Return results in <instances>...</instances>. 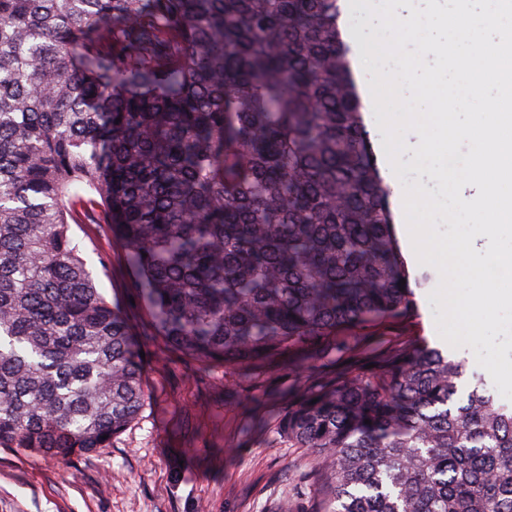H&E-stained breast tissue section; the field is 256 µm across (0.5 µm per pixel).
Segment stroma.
<instances>
[{"label":"stroma","instance_id":"1","mask_svg":"<svg viewBox=\"0 0 512 512\" xmlns=\"http://www.w3.org/2000/svg\"><path fill=\"white\" fill-rule=\"evenodd\" d=\"M404 191L391 198L396 232L415 288L416 305L393 324L390 336L450 350L468 370L478 364L470 346L449 349L438 334L439 313L430 293L440 277L419 264L403 207ZM88 268L107 300L119 301L135 328L146 316L124 288L120 247L76 224ZM107 265H100V255ZM150 401L109 447L90 457L58 463L0 448V512H272L282 493L306 487L315 466L309 449L252 425L253 413L276 420L289 391H301L306 374L285 366L264 369L252 385L238 371L201 370L158 343H141Z\"/></svg>","mask_w":512,"mask_h":512}]
</instances>
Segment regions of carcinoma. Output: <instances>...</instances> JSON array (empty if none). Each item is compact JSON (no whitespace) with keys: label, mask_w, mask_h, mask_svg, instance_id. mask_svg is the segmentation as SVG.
I'll return each instance as SVG.
<instances>
[{"label":"carcinoma","mask_w":512,"mask_h":512,"mask_svg":"<svg viewBox=\"0 0 512 512\" xmlns=\"http://www.w3.org/2000/svg\"><path fill=\"white\" fill-rule=\"evenodd\" d=\"M343 2L0 0L1 448L88 456L149 400L73 224L201 366L308 372L413 310ZM368 363L274 424L310 512H512V404L440 348Z\"/></svg>","instance_id":"cac0c4a2"}]
</instances>
